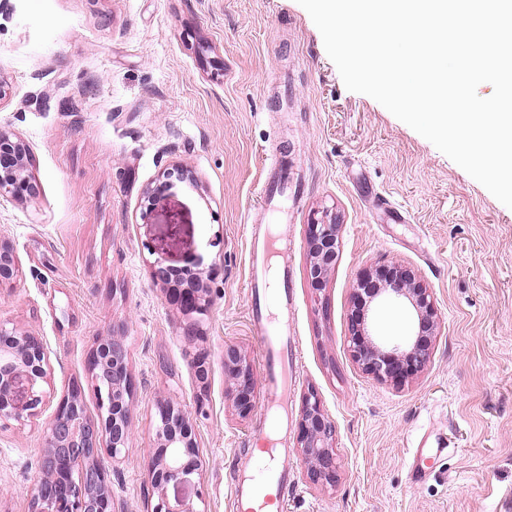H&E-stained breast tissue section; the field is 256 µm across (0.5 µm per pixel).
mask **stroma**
I'll use <instances>...</instances> for the list:
<instances>
[{"label": "stroma", "instance_id": "obj_1", "mask_svg": "<svg viewBox=\"0 0 512 512\" xmlns=\"http://www.w3.org/2000/svg\"><path fill=\"white\" fill-rule=\"evenodd\" d=\"M0 129L30 149L35 192L0 198L17 256L0 322L38 336L50 399L0 422V512H32L45 424L85 382L98 337L119 331L134 380L129 451L107 465L112 512H153L147 467L158 403L191 415L204 499L230 512L236 459L270 420L265 399L238 419L224 347L266 383L249 320L250 227L267 157L297 185L288 226L298 378L285 431L287 512H512V209L368 95L349 91L298 0H0ZM340 224L322 288L307 275V228ZM210 271L202 322L210 376H195L188 321L154 263ZM400 262L432 292L440 330L428 367L396 385L350 348L365 270ZM335 426L336 485L303 477L301 396ZM448 452L414 482L413 450Z\"/></svg>", "mask_w": 512, "mask_h": 512}]
</instances>
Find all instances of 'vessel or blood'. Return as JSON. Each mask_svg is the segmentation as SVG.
<instances>
[{
  "mask_svg": "<svg viewBox=\"0 0 512 512\" xmlns=\"http://www.w3.org/2000/svg\"><path fill=\"white\" fill-rule=\"evenodd\" d=\"M270 190L260 192L258 205L270 223L287 222L292 209L288 204V168L280 153L268 157ZM276 235L264 234L259 252L251 253L249 309L260 339L262 367L268 387L267 403L279 408L288 404L289 376L294 360L288 355L292 339L288 318L283 312L288 292V267L280 265L271 274L270 262L279 256ZM263 452L238 460L239 478L232 482L231 512H286L288 471L282 463L284 449L270 432L260 431Z\"/></svg>",
  "mask_w": 512,
  "mask_h": 512,
  "instance_id": "1",
  "label": "vessel or blood"
}]
</instances>
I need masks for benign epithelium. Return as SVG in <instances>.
Instances as JSON below:
<instances>
[{
	"label": "benign epithelium",
	"instance_id": "benign-epithelium-1",
	"mask_svg": "<svg viewBox=\"0 0 512 512\" xmlns=\"http://www.w3.org/2000/svg\"><path fill=\"white\" fill-rule=\"evenodd\" d=\"M5 153L13 157L14 165L0 170V197L20 198L33 193L34 185L27 175V144L0 130V156ZM339 230L334 221L308 225V276L316 286L322 285L335 268ZM17 272L13 248L0 237V288L13 286ZM375 274L384 286L371 289L369 298L391 296L406 302L418 331L403 343L387 345L372 334L368 313L356 309L351 314V352L367 374L400 383L428 366L432 339L440 328L437 307L410 267L393 264L377 269ZM163 288L169 298L182 295L186 306L180 311L189 320L187 340L197 343L201 340L200 324L212 303L207 279L196 272L185 288L166 282ZM88 363L99 418L94 421L84 415L81 386L77 398L60 400L46 423L49 448L58 454L55 467L68 472L81 464L83 476L60 484L49 497L40 495L42 479H36L31 490L33 512H112L108 473L100 465L99 455L104 450L112 460H118L131 441L133 379L125 337L115 333L99 337ZM47 367V354L38 337L0 323V421L25 422L39 415L48 397L44 388ZM224 374L235 414L245 420L257 403L253 368L245 351L235 345L224 346ZM155 437L157 448L148 466V479L157 491L154 512H196L190 498L200 499L203 492L189 412L172 400H163L158 407ZM297 448L309 483L320 487L336 483L335 428L313 389L301 398Z\"/></svg>",
	"mask_w": 512,
	"mask_h": 512
}]
</instances>
